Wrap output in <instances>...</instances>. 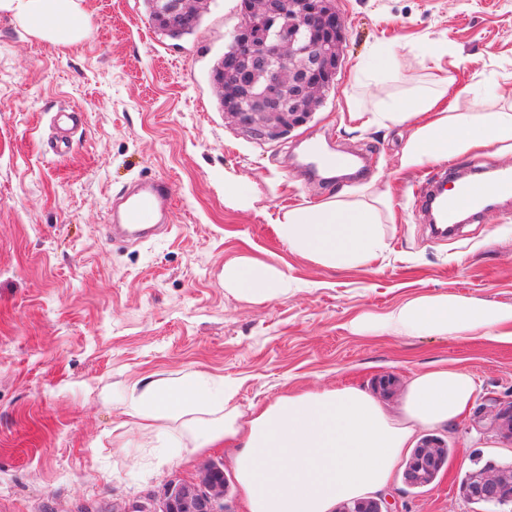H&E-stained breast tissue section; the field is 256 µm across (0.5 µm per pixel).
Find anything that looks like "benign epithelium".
Segmentation results:
<instances>
[{
  "label": "benign epithelium",
  "instance_id": "obj_1",
  "mask_svg": "<svg viewBox=\"0 0 512 512\" xmlns=\"http://www.w3.org/2000/svg\"><path fill=\"white\" fill-rule=\"evenodd\" d=\"M202 0H170L156 22L183 25ZM247 15L232 35L234 54L224 60L219 83L227 105L250 126L264 114L300 120L326 88L330 64L339 63L344 19L331 0H246ZM440 466L434 446L416 452L404 483L418 486ZM227 478L223 464L209 461L196 479H172L159 497L151 496L132 512H226ZM469 502L512 504V467L493 462L460 486ZM392 495L378 494L358 504V512H395Z\"/></svg>",
  "mask_w": 512,
  "mask_h": 512
}]
</instances>
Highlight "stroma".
<instances>
[{
  "label": "stroma",
  "instance_id": "35a3bbf8",
  "mask_svg": "<svg viewBox=\"0 0 512 512\" xmlns=\"http://www.w3.org/2000/svg\"><path fill=\"white\" fill-rule=\"evenodd\" d=\"M80 5L90 31L75 45L0 15V512H130L169 480L223 461L204 452L183 466L175 442L186 419L145 430L130 416L151 374L233 381L245 416L312 386L370 392L384 375L396 380L378 396L390 407L436 366L470 374L486 412L512 401V343L375 330L420 297L512 306V201L459 237H433L415 193L441 166L403 167L420 121L386 112L441 78L462 112L488 107L490 88H512V0H334L345 31L333 86L302 123L251 128L222 110L211 78L241 0H205L199 27L178 40L144 0ZM382 45L393 70H366ZM64 108L83 121L58 154L47 140ZM310 141L369 152L373 168L332 183L305 175ZM154 177L174 186L169 223L139 244L108 240L111 195ZM228 177L251 182L247 202H225ZM380 196L394 216L370 265L323 267L276 233L290 209ZM243 258L283 271L287 292L253 302L225 288V264ZM439 435L447 469L421 489L394 477L388 493L402 512H478L460 481L474 458L512 462V439L468 417Z\"/></svg>",
  "mask_w": 512,
  "mask_h": 512
}]
</instances>
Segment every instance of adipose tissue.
<instances>
[{"instance_id":"adipose-tissue-1","label":"adipose tissue","mask_w":512,"mask_h":512,"mask_svg":"<svg viewBox=\"0 0 512 512\" xmlns=\"http://www.w3.org/2000/svg\"><path fill=\"white\" fill-rule=\"evenodd\" d=\"M0 14L50 42H78L89 28L77 0H0ZM497 101L487 111H457L444 83L395 100L392 111L422 119L404 148L403 167L480 149L512 153V93L498 94ZM380 224L376 206L334 201L290 210L276 229L291 252L336 269L367 264L384 253ZM224 286L241 297L267 299L283 292L287 279L275 266L244 259L225 266ZM380 329L456 338L481 330L486 338L512 342V306L422 298L396 309ZM476 390L469 374L438 368L416 374L392 411L352 387L322 388L281 395L244 420L229 408L233 383L189 375L147 381L134 408L151 419L191 415L183 457L232 449L244 512H333L338 504L385 490L403 456L417 446V434L464 417Z\"/></svg>"}]
</instances>
